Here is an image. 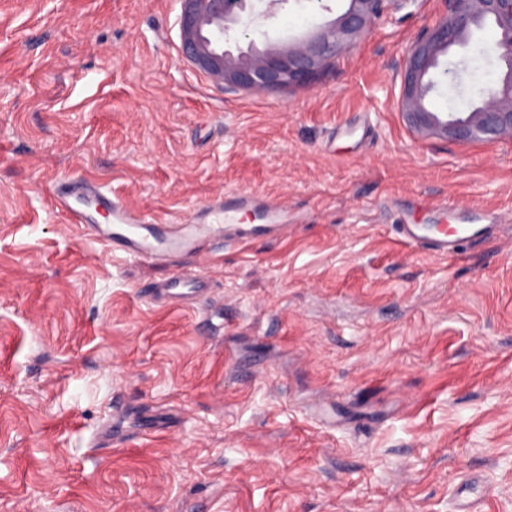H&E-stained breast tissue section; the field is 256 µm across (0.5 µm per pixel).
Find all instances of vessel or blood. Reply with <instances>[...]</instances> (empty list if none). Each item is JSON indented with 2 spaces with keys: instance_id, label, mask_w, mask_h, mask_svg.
<instances>
[{
  "instance_id": "b4317fda",
  "label": "vessel or blood",
  "mask_w": 512,
  "mask_h": 512,
  "mask_svg": "<svg viewBox=\"0 0 512 512\" xmlns=\"http://www.w3.org/2000/svg\"><path fill=\"white\" fill-rule=\"evenodd\" d=\"M54 206L68 223L81 226L104 246L137 261L158 264L202 254L212 240L248 242L259 236L286 232L283 224H268L263 230L238 221L245 196L222 195L213 199L201 216L192 220L159 225L151 215L131 209L102 181L83 179L58 181L53 190ZM491 224H405L399 231L401 242L426 249L441 257L461 254V242L473 236L493 235ZM208 282L199 273L176 274L158 290L169 304L196 305L208 293Z\"/></svg>"
}]
</instances>
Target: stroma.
<instances>
[{
	"label": "stroma",
	"mask_w": 512,
	"mask_h": 512,
	"mask_svg": "<svg viewBox=\"0 0 512 512\" xmlns=\"http://www.w3.org/2000/svg\"><path fill=\"white\" fill-rule=\"evenodd\" d=\"M289 0L240 47L334 20ZM413 0L313 83L236 90L182 59L179 0H0V512H512V138L417 136ZM493 28L426 103L468 112ZM110 184L177 221L223 193L284 237L173 265L112 254L51 202ZM447 214H440V204ZM493 224L454 259L402 224ZM201 271V305L150 288Z\"/></svg>",
	"instance_id": "stroma-1"
}]
</instances>
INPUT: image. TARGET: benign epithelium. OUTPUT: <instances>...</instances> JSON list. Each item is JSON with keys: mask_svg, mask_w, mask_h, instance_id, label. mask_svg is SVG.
Masks as SVG:
<instances>
[{"mask_svg": "<svg viewBox=\"0 0 512 512\" xmlns=\"http://www.w3.org/2000/svg\"><path fill=\"white\" fill-rule=\"evenodd\" d=\"M182 56L196 69L240 89L285 88L312 83L343 52L409 0H349L344 13L320 29L285 45H257L233 54L224 37L251 19L268 20L288 0H268L254 11V0H180ZM497 32L491 53L504 66L500 82L487 89L479 106L467 113L442 116L426 98L430 77L440 57L464 48L483 25ZM401 111L420 134H436L460 142L512 138V0H446L443 14L406 49L402 70Z\"/></svg>", "mask_w": 512, "mask_h": 512, "instance_id": "obj_1", "label": "benign epithelium"}]
</instances>
